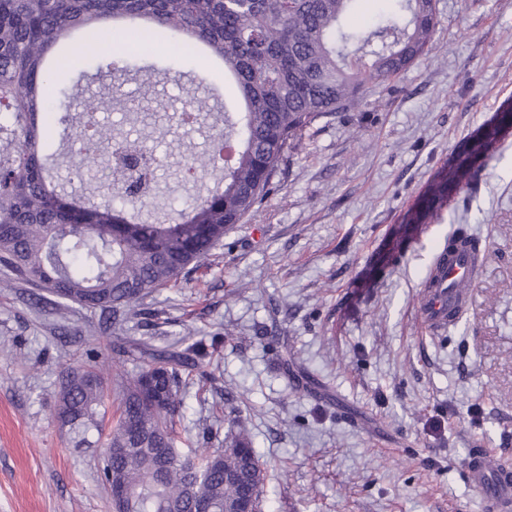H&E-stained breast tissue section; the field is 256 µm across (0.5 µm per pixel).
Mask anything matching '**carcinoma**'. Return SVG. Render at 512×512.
<instances>
[{
	"label": "carcinoma",
	"instance_id": "cac0c4a2",
	"mask_svg": "<svg viewBox=\"0 0 512 512\" xmlns=\"http://www.w3.org/2000/svg\"><path fill=\"white\" fill-rule=\"evenodd\" d=\"M356 0H0V288L20 280L44 290L64 309L78 304L109 314L121 326L143 314L147 297L175 285L205 264L224 235L243 223L272 188L285 152L320 115L357 109L371 92L429 57L438 23L435 0H402V25L381 22L370 31H345ZM121 24L125 38L183 36L182 57L197 47L224 61L242 100L225 116V134L240 147L224 165V181L175 218H127L107 202L88 205L53 181L44 162L50 117L69 112L74 97L45 60L83 51ZM112 109V99L84 101L88 116ZM210 111L192 95L182 110L195 119ZM497 131H483L457 162L428 185L424 206L407 218L447 203L449 191L490 154ZM90 156L102 148L125 163L112 170L132 209L144 205L154 174L140 164L137 145L104 123L86 137ZM201 351L132 342L112 356L64 365L56 380L55 416L76 448L104 442L102 485L129 492L125 512H239L261 498L266 464L240 417L247 393L224 390L233 415L222 448L178 447L175 417L181 387L199 368ZM137 369H125L129 361ZM117 418L106 425L111 383Z\"/></svg>",
	"mask_w": 512,
	"mask_h": 512
}]
</instances>
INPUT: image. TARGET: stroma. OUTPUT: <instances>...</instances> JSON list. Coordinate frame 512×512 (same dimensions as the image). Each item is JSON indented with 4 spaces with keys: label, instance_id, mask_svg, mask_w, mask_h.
<instances>
[{
    "label": "stroma",
    "instance_id": "stroma-1",
    "mask_svg": "<svg viewBox=\"0 0 512 512\" xmlns=\"http://www.w3.org/2000/svg\"><path fill=\"white\" fill-rule=\"evenodd\" d=\"M436 56L401 73L351 112L320 115L289 149L258 210L229 231L205 267L145 300L147 314L105 331L100 314L0 289V512H112L97 474L103 447H73L53 412L62 364L111 353L134 338L215 351L214 381L183 387L182 437L225 421L224 389L250 392L241 416L264 462L263 512H488L462 462L483 446L512 464V130L447 206L405 231L428 182L467 139L512 103V0H437ZM143 70L97 72L108 51L71 57L74 90L113 97L102 122L163 157L158 185L173 209L223 167L186 175L192 154L224 139V111L241 106L232 80L191 63L158 76L164 50L137 53ZM216 110L194 127L179 114L187 88ZM53 166L67 190L111 199L105 163L52 128ZM481 240L471 303L452 329L433 330L419 295L447 236ZM275 328L320 393L297 386L255 335ZM237 338L223 340L225 330Z\"/></svg>",
    "mask_w": 512,
    "mask_h": 512
}]
</instances>
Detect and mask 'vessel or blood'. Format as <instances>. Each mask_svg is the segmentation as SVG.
<instances>
[{
	"label": "vessel or blood",
	"instance_id": "1",
	"mask_svg": "<svg viewBox=\"0 0 512 512\" xmlns=\"http://www.w3.org/2000/svg\"><path fill=\"white\" fill-rule=\"evenodd\" d=\"M481 259L480 252L462 240L452 251H440L423 285L419 302V313L428 324H446L450 313L464 310L468 296L460 292L457 284L475 276ZM462 466L469 486L495 512H512V466L502 463L484 448L471 449Z\"/></svg>",
	"mask_w": 512,
	"mask_h": 512
}]
</instances>
